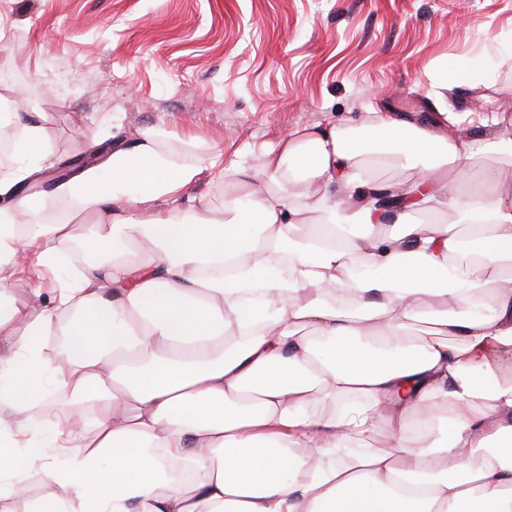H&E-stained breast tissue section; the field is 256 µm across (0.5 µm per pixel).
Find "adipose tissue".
<instances>
[{
	"mask_svg": "<svg viewBox=\"0 0 512 512\" xmlns=\"http://www.w3.org/2000/svg\"><path fill=\"white\" fill-rule=\"evenodd\" d=\"M182 143L144 128L56 185L94 224L36 222L28 170L0 176V512L30 481L24 512H512V130H296L220 220L190 194L212 149ZM391 145L408 223L369 173ZM481 154L462 196L444 175ZM380 429L393 451L346 453Z\"/></svg>",
	"mask_w": 512,
	"mask_h": 512,
	"instance_id": "obj_1",
	"label": "adipose tissue"
}]
</instances>
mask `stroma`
<instances>
[{
  "label": "stroma",
  "mask_w": 512,
  "mask_h": 512,
  "mask_svg": "<svg viewBox=\"0 0 512 512\" xmlns=\"http://www.w3.org/2000/svg\"><path fill=\"white\" fill-rule=\"evenodd\" d=\"M1 31L0 77L25 80L0 99L41 125L46 171L153 126L170 147L200 135L228 171L375 113L512 127V0H0Z\"/></svg>",
  "instance_id": "obj_1"
}]
</instances>
